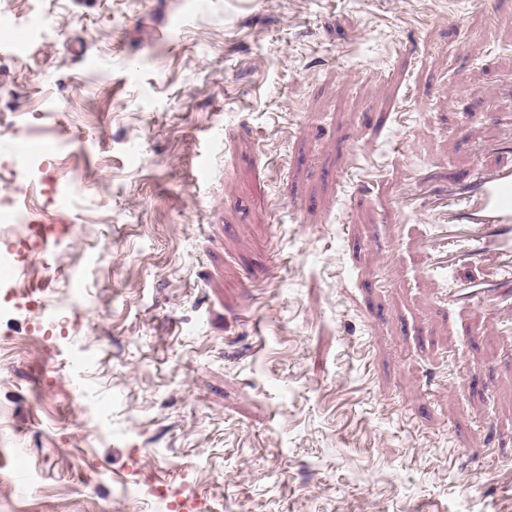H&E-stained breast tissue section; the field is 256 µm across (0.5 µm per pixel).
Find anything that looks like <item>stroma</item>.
Segmentation results:
<instances>
[{"label":"stroma","mask_w":512,"mask_h":512,"mask_svg":"<svg viewBox=\"0 0 512 512\" xmlns=\"http://www.w3.org/2000/svg\"><path fill=\"white\" fill-rule=\"evenodd\" d=\"M503 140L512 0H0V512H512L404 182Z\"/></svg>","instance_id":"1"}]
</instances>
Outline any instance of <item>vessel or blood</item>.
Here are the masks:
<instances>
[{
	"label": "vessel or blood",
	"mask_w": 512,
	"mask_h": 512,
	"mask_svg": "<svg viewBox=\"0 0 512 512\" xmlns=\"http://www.w3.org/2000/svg\"><path fill=\"white\" fill-rule=\"evenodd\" d=\"M424 179L441 184L428 207L443 211L442 244L435 251L437 269L448 272L449 304L478 303L503 317L512 332V165L474 172L452 180L440 166L422 172ZM494 262L496 275L479 282L457 277L464 264Z\"/></svg>",
	"instance_id": "1"
}]
</instances>
